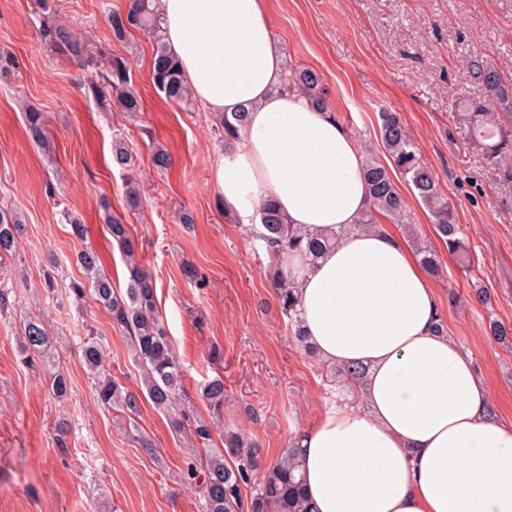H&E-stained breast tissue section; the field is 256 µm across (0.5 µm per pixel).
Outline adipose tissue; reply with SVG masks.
I'll return each mask as SVG.
<instances>
[{
	"label": "adipose tissue",
	"instance_id": "1",
	"mask_svg": "<svg viewBox=\"0 0 512 512\" xmlns=\"http://www.w3.org/2000/svg\"><path fill=\"white\" fill-rule=\"evenodd\" d=\"M167 44L203 111H246L213 171L251 219L272 201L340 239L296 280L301 329L326 366H366L361 403L300 434L313 512H512V424L455 337L426 270L389 225L359 228L366 155L331 112L282 88L268 0H159Z\"/></svg>",
	"mask_w": 512,
	"mask_h": 512
}]
</instances>
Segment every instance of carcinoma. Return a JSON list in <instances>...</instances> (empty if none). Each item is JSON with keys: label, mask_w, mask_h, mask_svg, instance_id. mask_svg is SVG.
<instances>
[{"label": "carcinoma", "mask_w": 512, "mask_h": 512, "mask_svg": "<svg viewBox=\"0 0 512 512\" xmlns=\"http://www.w3.org/2000/svg\"><path fill=\"white\" fill-rule=\"evenodd\" d=\"M112 37L118 41L127 38L133 29H139L153 40L152 80L156 89L175 105L191 103L192 96L184 81L176 57L169 50L163 20L157 0H129L124 12L110 14ZM42 40L69 58L97 68V79L88 84V93L103 107H118L123 112L141 110L140 97L131 85L130 68L126 59L110 57L99 64L87 35L47 19L39 29ZM470 78L484 93L483 98L469 100L466 119L479 132L478 146L487 165L503 169L507 150L512 148L507 128H512V81L482 57L474 56L467 62ZM287 89L305 95L315 106L327 109L329 103L322 87L321 77L311 68H287ZM380 131L392 167L374 157H368L363 177L368 185L371 203L360 217L363 228L379 223L378 217L397 223H410L405 200L392 178L398 173L417 191L430 211L436 234L456 257L460 269L474 271L475 258L458 238L459 224L448 197L442 193L439 180L421 161L414 141L400 117L394 112L379 113ZM224 148L239 143L247 128V113L235 112L218 119ZM27 135L39 145L50 142L41 113L30 110L27 117ZM112 161L122 170L132 167L131 154L121 139L112 142ZM101 219L108 224L112 238L125 257L128 283L125 293H118L112 280L103 272L97 253L85 249L76 255V265L82 270L83 280L68 285L67 297L76 306L83 305L86 295L108 310L112 323L128 331L132 339L131 355L141 367L140 392L136 393L112 378L105 358L104 344L92 337L82 349L83 365L94 381L101 405L122 412L131 436L142 440L135 416L142 399H147L158 412L164 414L171 431L190 440L195 455L186 463L184 479L197 486L204 500L205 512H310L303 480L302 452L291 441L280 456L270 463H261L263 448L260 442L244 432L219 428L224 407V378L209 380L200 393L201 399L212 411L211 420L198 416L194 405L180 402L182 367L174 354L171 341L163 327L156 304L155 283L137 259V249L129 236L126 224L112 214L108 204L101 205ZM260 224L253 234L261 241L269 256L266 276L273 288L281 313L288 319L293 335L304 350L312 347L303 336L294 295L295 268L288 255H299L303 263L313 264L331 245L337 235L317 229L301 228L288 222V216L274 203L264 202L258 210ZM23 222L19 212L0 205V256L17 249ZM416 250L425 269L435 275L440 265L434 251L416 243ZM489 333L503 344H512V326L498 320L488 323ZM20 362L31 371L43 375L49 389L59 402L68 398L70 378L56 361L51 350V337L42 318L34 314L26 318L19 332ZM219 434L220 445H215L214 434ZM260 477L249 498H243V488L251 484L255 472Z\"/></svg>", "instance_id": "1"}]
</instances>
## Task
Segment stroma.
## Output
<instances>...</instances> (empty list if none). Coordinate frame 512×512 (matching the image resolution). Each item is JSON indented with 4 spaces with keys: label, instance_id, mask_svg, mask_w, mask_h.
<instances>
[{
    "label": "stroma",
    "instance_id": "35a3bbf8",
    "mask_svg": "<svg viewBox=\"0 0 512 512\" xmlns=\"http://www.w3.org/2000/svg\"><path fill=\"white\" fill-rule=\"evenodd\" d=\"M129 0H52V15L89 34L100 55L131 66L141 97L137 112H108L84 94L87 71L47 47L37 0H0V202L18 208L20 250L0 260L10 305L0 313V512H203L186 485V450L163 414L142 401L137 423L155 450L127 431L125 416L103 408L82 363L89 333L105 344L112 375L130 390L141 385L129 333L112 324L93 298L66 296L80 278L74 257L96 250L114 287L127 286L124 257L100 219L101 201L123 217L138 258L156 283L157 307L183 369L184 395L206 413L199 392L224 378V423L260 441L275 459L324 412L357 403L355 386L309 357L280 313L264 275L268 256L236 212L226 211L212 172L224 155L214 117L167 101L151 81L153 42L141 31L116 41L111 11ZM273 37L285 63L317 71L332 112L365 151L387 162L378 115L398 113L427 167L458 214L461 237L479 259L491 300L474 296L436 235L411 184L398 180L422 240L441 271L432 276L449 335L470 352L493 397L496 417L512 422V347L497 343L488 322L512 324V197L492 177L452 108L456 95L480 96L466 61L481 55L512 79V0H271ZM41 112L52 152L26 132L28 109ZM132 153L140 205L127 207L126 180L112 162V141ZM170 153L167 170L154 145ZM190 211L193 223L178 220ZM74 216L84 237L72 235ZM63 278L55 294L40 282L49 263ZM43 316L71 392L58 402L44 377L17 354L22 318Z\"/></svg>",
    "mask_w": 512,
    "mask_h": 512
}]
</instances>
